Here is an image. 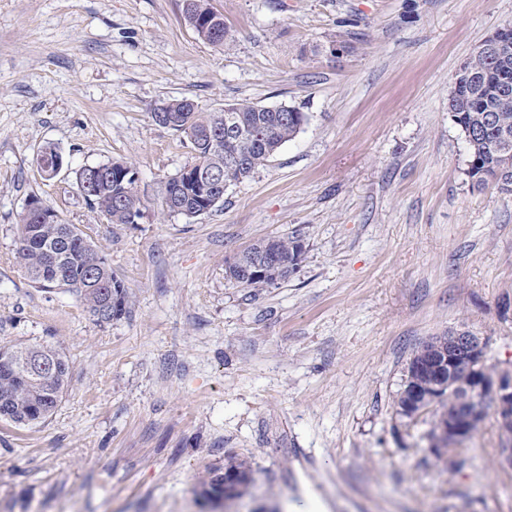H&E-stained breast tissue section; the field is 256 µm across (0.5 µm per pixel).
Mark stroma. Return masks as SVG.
<instances>
[{"label": "stroma", "mask_w": 512, "mask_h": 512, "mask_svg": "<svg viewBox=\"0 0 512 512\" xmlns=\"http://www.w3.org/2000/svg\"><path fill=\"white\" fill-rule=\"evenodd\" d=\"M209 3L230 45L199 39L183 0H0V344H59L73 373L45 423L0 420V512H512L494 416L441 461L433 412L396 408L417 349L451 330L488 337L489 364L512 371V194L468 177L448 110L512 0ZM182 99L309 120L188 217L162 189L193 164L189 140L152 118ZM108 161L136 175L135 223H107L78 187ZM33 199L102 247L128 315L97 323L24 278ZM286 235L304 243L287 278H227L240 250ZM230 455L253 486L204 502Z\"/></svg>", "instance_id": "obj_1"}]
</instances>
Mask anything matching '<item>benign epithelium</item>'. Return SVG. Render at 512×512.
Segmentation results:
<instances>
[{"mask_svg":"<svg viewBox=\"0 0 512 512\" xmlns=\"http://www.w3.org/2000/svg\"><path fill=\"white\" fill-rule=\"evenodd\" d=\"M488 339L470 330L435 336L412 358L402 390L399 412L409 418L434 407L456 391L461 400L448 404L441 415L438 439L452 452L463 446L487 417V401L495 406L512 403V374L487 363Z\"/></svg>","mask_w":512,"mask_h":512,"instance_id":"obj_1","label":"benign epithelium"}]
</instances>
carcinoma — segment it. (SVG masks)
Listing matches in <instances>:
<instances>
[{
  "mask_svg": "<svg viewBox=\"0 0 512 512\" xmlns=\"http://www.w3.org/2000/svg\"><path fill=\"white\" fill-rule=\"evenodd\" d=\"M185 21L205 42L222 45L229 30L219 21L218 31L204 23L218 17L208 0H184ZM505 52L502 56L473 55L456 74L457 94L449 98L448 109L463 131L477 134L468 141L470 178L478 184L494 182L512 193V146H502L501 136L512 138V24L500 29ZM189 100H174L152 113L154 120L187 136L195 161L189 176L168 180L163 205L170 213L199 216L212 210L224 194L207 182V173H223L224 188L243 182L308 122V114L290 107L288 113L259 112L248 102H235L237 133L227 134L224 110L189 112ZM121 162L86 166L77 173V183L98 176L94 191L87 195L111 224H132L141 213L136 179L129 175L112 177ZM304 245L297 236H281L257 242L241 252L225 269L226 276L242 288H264L283 279L300 261ZM15 255L23 275L37 288L72 293L98 322L110 324L130 312L127 289L112 273L100 248L73 224L40 223L25 215L15 239ZM266 256L274 265L264 275H247L237 270ZM72 366L53 343L10 341L0 344V419L29 426L46 422L70 387ZM224 468L238 481L230 494L239 498L253 483L249 460L227 456ZM199 494L206 500L224 497L223 481L215 474L200 483Z\"/></svg>",
  "mask_w": 512,
  "mask_h": 512,
  "instance_id": "cac0c4a2",
  "label": "carcinoma"
}]
</instances>
